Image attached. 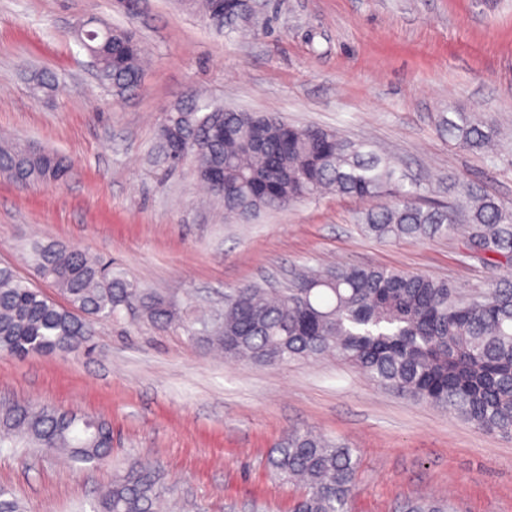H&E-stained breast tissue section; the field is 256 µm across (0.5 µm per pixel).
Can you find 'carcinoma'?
Instances as JSON below:
<instances>
[{
  "label": "carcinoma",
  "mask_w": 512,
  "mask_h": 512,
  "mask_svg": "<svg viewBox=\"0 0 512 512\" xmlns=\"http://www.w3.org/2000/svg\"><path fill=\"white\" fill-rule=\"evenodd\" d=\"M133 39L112 28H82L77 41L98 65L102 82L123 95L141 85L140 55L112 58V43ZM267 127L264 148H254L249 125ZM440 130L460 148L482 151L494 136L470 112L442 113ZM193 146L195 166H224L226 194L212 191L224 211L249 218L287 208L325 189L390 203L364 216L363 229L379 241L458 238L471 249L512 262V203L477 187L448 180V203L426 206L404 190V174L387 154L319 126L288 125L271 113L219 112L193 104L166 115L160 145ZM0 172L22 184L68 172L57 154L0 143ZM38 275L61 300L0 268V353L63 352L85 346L93 323L118 319L129 307L157 326L178 318L176 305L112 271V261L91 260L54 242L29 247ZM207 344L227 359L258 366L333 356L378 385L448 410L488 433L512 435V284L466 288L452 281L384 266L305 269L288 287L234 289L224 302V326ZM26 438L75 463L100 464L112 453L109 423L55 407L14 405L0 413V442ZM268 464L278 479L303 490L292 512H350L360 458L354 449L309 429L288 432ZM159 475L136 462L115 472L94 512H156ZM407 512H454L447 502L418 498Z\"/></svg>",
  "instance_id": "carcinoma-1"
}]
</instances>
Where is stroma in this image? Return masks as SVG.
I'll list each match as a JSON object with an SVG mask.
<instances>
[{
    "instance_id": "1",
    "label": "stroma",
    "mask_w": 512,
    "mask_h": 512,
    "mask_svg": "<svg viewBox=\"0 0 512 512\" xmlns=\"http://www.w3.org/2000/svg\"><path fill=\"white\" fill-rule=\"evenodd\" d=\"M259 2L219 32L197 0H0V139L69 165L49 188L0 175V266L56 296L28 248L58 241L111 259L185 315L166 328L98 321L89 353L0 355V406L44 404L112 426V454L94 467L0 448V488L25 512H93L115 469L143 459L161 470L162 512H291L299 490L267 457L289 430L309 428L356 449L351 512H402L415 497L512 512V436L331 357L259 367L197 338L231 289L276 288L308 267L386 266L484 287L512 282V266L455 238L376 241L361 224L381 197L325 193L244 222L207 193L193 159L172 170L157 155L167 113L205 101L378 145L421 183L424 203H447L452 176L512 203V0ZM91 18L139 41L137 90L115 95L91 68L75 38ZM25 66L52 75L58 93L34 96ZM448 112L492 122L493 151L450 144L436 128Z\"/></svg>"
}]
</instances>
